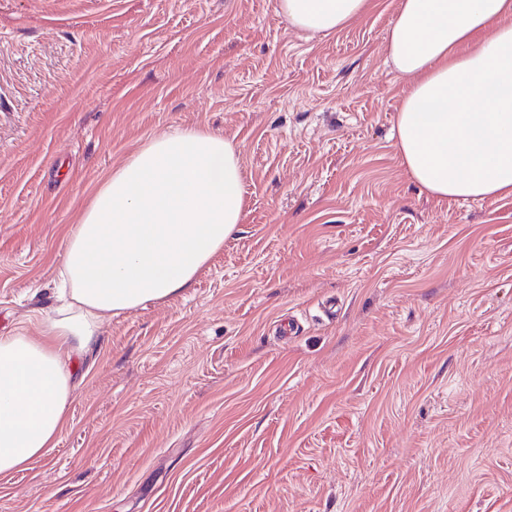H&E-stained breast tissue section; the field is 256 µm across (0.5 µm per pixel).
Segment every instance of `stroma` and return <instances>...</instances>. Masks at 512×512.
I'll list each match as a JSON object with an SVG mask.
<instances>
[{
    "label": "stroma",
    "mask_w": 512,
    "mask_h": 512,
    "mask_svg": "<svg viewBox=\"0 0 512 512\" xmlns=\"http://www.w3.org/2000/svg\"><path fill=\"white\" fill-rule=\"evenodd\" d=\"M397 6L310 37L278 0H0V336L149 137L232 140L248 190L191 288L104 317L0 512H512V197L403 167Z\"/></svg>",
    "instance_id": "obj_1"
}]
</instances>
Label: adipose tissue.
Wrapping results in <instances>:
<instances>
[{
  "mask_svg": "<svg viewBox=\"0 0 512 512\" xmlns=\"http://www.w3.org/2000/svg\"><path fill=\"white\" fill-rule=\"evenodd\" d=\"M369 3L279 0V11L294 29L328 35ZM387 44L407 82L395 139L412 180L437 198L512 197V0H399ZM246 198L235 145L196 127L149 138L104 174L69 230L59 306L38 335L0 337V480L57 447L69 363L96 348L103 317L190 287Z\"/></svg>",
  "mask_w": 512,
  "mask_h": 512,
  "instance_id": "1",
  "label": "adipose tissue"
}]
</instances>
